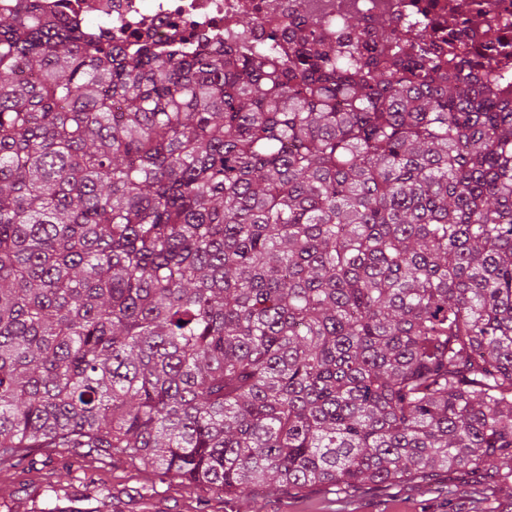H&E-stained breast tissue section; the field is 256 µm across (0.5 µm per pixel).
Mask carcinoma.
Masks as SVG:
<instances>
[{
  "instance_id": "obj_1",
  "label": "carcinoma",
  "mask_w": 512,
  "mask_h": 512,
  "mask_svg": "<svg viewBox=\"0 0 512 512\" xmlns=\"http://www.w3.org/2000/svg\"><path fill=\"white\" fill-rule=\"evenodd\" d=\"M346 27L187 55L0 9V465L512 476V99Z\"/></svg>"
}]
</instances>
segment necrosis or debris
Listing matches in <instances>:
<instances>
[{
  "instance_id": "1",
  "label": "necrosis or debris",
  "mask_w": 512,
  "mask_h": 512,
  "mask_svg": "<svg viewBox=\"0 0 512 512\" xmlns=\"http://www.w3.org/2000/svg\"><path fill=\"white\" fill-rule=\"evenodd\" d=\"M47 10L111 28L115 39L150 35L185 49L218 40L260 51L292 45L293 27L316 24L330 36L357 15L363 30L384 19L406 39L427 32L435 46L462 53L478 73L497 77L512 97V0H43Z\"/></svg>"
}]
</instances>
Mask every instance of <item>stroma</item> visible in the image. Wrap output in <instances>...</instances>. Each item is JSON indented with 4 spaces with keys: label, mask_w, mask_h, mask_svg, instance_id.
Returning a JSON list of instances; mask_svg holds the SVG:
<instances>
[{
    "label": "stroma",
    "mask_w": 512,
    "mask_h": 512,
    "mask_svg": "<svg viewBox=\"0 0 512 512\" xmlns=\"http://www.w3.org/2000/svg\"><path fill=\"white\" fill-rule=\"evenodd\" d=\"M44 477L51 483L85 484L95 480L100 489H112L119 507L126 512H254L249 494L227 497L194 483L159 481L150 470L116 458L104 462L101 456H82L60 449L52 463L25 462L0 468V495L11 493L23 479ZM438 482L452 490L451 498L421 495L404 484L394 490H357L339 498L327 485L306 486L269 497L265 512H468L471 481L462 473H439Z\"/></svg>",
    "instance_id": "1"
}]
</instances>
